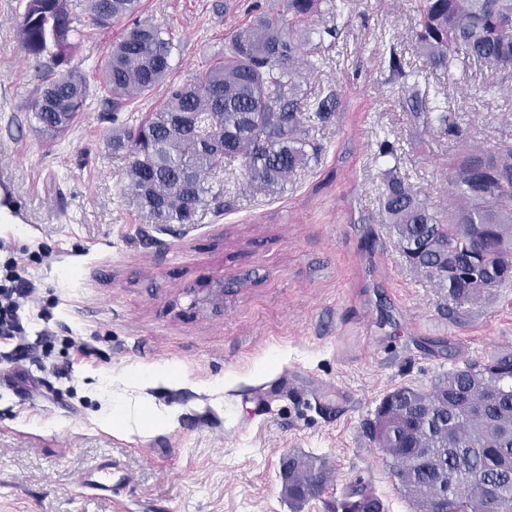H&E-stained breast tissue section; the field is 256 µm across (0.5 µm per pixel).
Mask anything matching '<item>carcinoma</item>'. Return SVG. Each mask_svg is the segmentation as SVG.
Wrapping results in <instances>:
<instances>
[{
    "instance_id": "obj_1",
    "label": "carcinoma",
    "mask_w": 512,
    "mask_h": 512,
    "mask_svg": "<svg viewBox=\"0 0 512 512\" xmlns=\"http://www.w3.org/2000/svg\"><path fill=\"white\" fill-rule=\"evenodd\" d=\"M325 1L338 16L352 4L284 0L288 23L279 13L258 15L232 32L224 57L206 65L194 82L170 83L159 107L112 130V154L127 161L131 199L155 223H196L212 193L208 174L226 158L241 160L247 185L269 193L307 164L316 151L310 125L334 115L331 94L305 113L298 76L303 24ZM416 2L420 21L412 42L424 69L450 84L458 70L477 64L512 80V0ZM139 9L140 0H89L83 20L70 0H21V51L41 73L28 111L41 132L54 136L71 128L93 105V89L77 60L85 27L106 28ZM176 49L166 28H125L97 85L112 111H129L167 80ZM416 75L403 53L390 47L388 80L406 89L413 121L429 119L432 110L440 132L460 143L445 171L454 204L445 211L421 196L385 138L379 155L394 165L380 191L382 222L393 225L406 262L463 303L479 288L512 281V138L486 148L462 144L464 117L429 108ZM370 433L416 512H512V354L466 363L428 389L396 388L378 407ZM284 468L285 489L295 501L319 494L328 480L324 467L303 457H288ZM484 481L500 485L497 502L482 498ZM338 509L384 512L361 478Z\"/></svg>"
}]
</instances>
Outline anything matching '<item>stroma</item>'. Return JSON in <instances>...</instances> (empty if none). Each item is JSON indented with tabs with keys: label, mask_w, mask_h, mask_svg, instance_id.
Masks as SVG:
<instances>
[{
	"label": "stroma",
	"mask_w": 512,
	"mask_h": 512,
	"mask_svg": "<svg viewBox=\"0 0 512 512\" xmlns=\"http://www.w3.org/2000/svg\"><path fill=\"white\" fill-rule=\"evenodd\" d=\"M136 18L178 38L171 81L193 80L232 31L281 0H141ZM17 0H0V264L16 258L36 299L30 334L55 337L24 392L0 379V512H334L356 480L385 512H415L366 423L401 386L430 388L464 363L512 353V283L452 300L406 262L378 195L395 164L418 191L448 206L440 172L456 149L436 124L414 123L388 80L397 43L428 101L467 113V137L512 134V80L473 102L475 67L450 85L421 70L411 0H354L348 15L309 19L311 97L340 108L309 137L318 158L269 194L247 186L238 160L210 174L194 224H157L125 189L112 123L96 103L69 130L41 134L27 110L41 80L19 51ZM337 37H320L327 27ZM125 28L91 29L78 51L95 79ZM223 287L214 303L211 291ZM87 347L69 348L67 339ZM116 407L168 411L155 430L113 423ZM307 457L330 481L289 500L283 461ZM112 463L106 490L86 472Z\"/></svg>",
	"instance_id": "stroma-1"
}]
</instances>
